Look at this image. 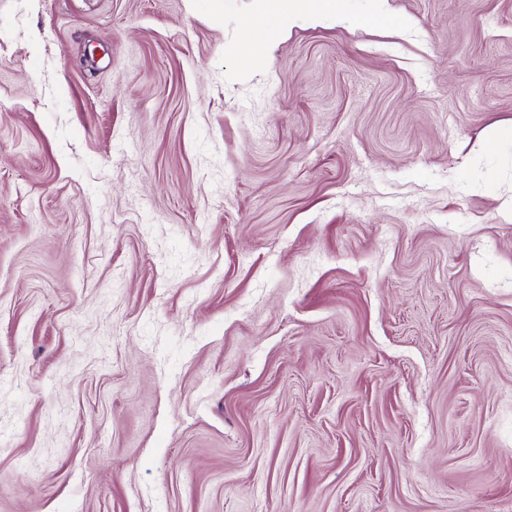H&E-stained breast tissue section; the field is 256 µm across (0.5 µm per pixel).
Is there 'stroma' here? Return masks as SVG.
Instances as JSON below:
<instances>
[{"mask_svg":"<svg viewBox=\"0 0 512 512\" xmlns=\"http://www.w3.org/2000/svg\"><path fill=\"white\" fill-rule=\"evenodd\" d=\"M387 9L0 0V512H512V0ZM259 34L246 45L254 59L264 56L273 37L299 24H319L345 19L346 0H255Z\"/></svg>","mask_w":512,"mask_h":512,"instance_id":"stroma-1","label":"stroma"}]
</instances>
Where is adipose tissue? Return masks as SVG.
<instances>
[{
	"instance_id": "ef3b65f1",
	"label": "adipose tissue",
	"mask_w": 512,
	"mask_h": 512,
	"mask_svg": "<svg viewBox=\"0 0 512 512\" xmlns=\"http://www.w3.org/2000/svg\"><path fill=\"white\" fill-rule=\"evenodd\" d=\"M346 16L344 0H258L259 34L247 47L253 58H262L271 38L300 24H319Z\"/></svg>"
}]
</instances>
